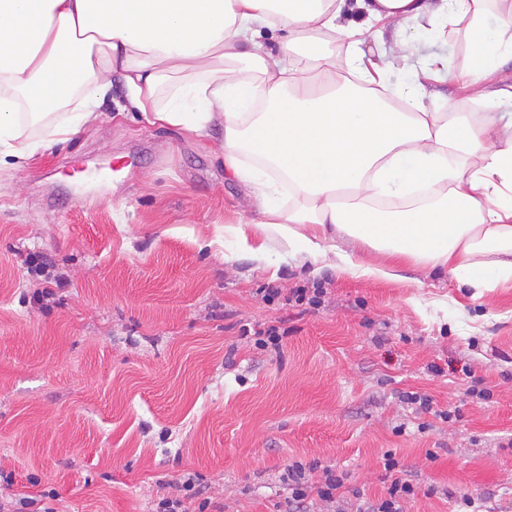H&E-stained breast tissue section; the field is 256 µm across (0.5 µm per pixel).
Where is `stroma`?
<instances>
[{
    "label": "stroma",
    "instance_id": "obj_1",
    "mask_svg": "<svg viewBox=\"0 0 512 512\" xmlns=\"http://www.w3.org/2000/svg\"><path fill=\"white\" fill-rule=\"evenodd\" d=\"M429 27L362 47L396 87ZM223 141L149 125L117 77L70 140L0 162V500L35 478L54 512H152L192 473L205 512H283L289 465L315 460L346 482L314 512H356L396 476L419 487L403 512L465 494L512 512V288L359 276L276 240L254 259L230 233L256 213ZM268 286L325 296L308 310ZM262 324L286 329L280 349L256 346Z\"/></svg>",
    "mask_w": 512,
    "mask_h": 512
}]
</instances>
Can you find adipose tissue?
Listing matches in <instances>:
<instances>
[{
    "label": "adipose tissue",
    "instance_id": "adipose-tissue-1",
    "mask_svg": "<svg viewBox=\"0 0 512 512\" xmlns=\"http://www.w3.org/2000/svg\"><path fill=\"white\" fill-rule=\"evenodd\" d=\"M345 0H0V150L33 157L29 127L47 121L76 81L83 92L68 141L95 117L121 74L132 107L149 123L203 135L224 128V167L251 190L259 221L235 230L237 243L264 259L278 236L306 259L348 236L386 258L363 264L338 252L339 268L394 279L401 264L454 278L475 296L512 286V129L475 112H435L421 103L450 76L467 99L512 103L497 83L512 54V0H355L362 21L341 24ZM495 26H487L490 6ZM431 15L428 56L396 107L386 69L362 49L370 28ZM465 28L475 67L458 68L432 42ZM283 39L262 41L263 31ZM338 40V53L297 51L301 35ZM348 65L354 80L341 78ZM260 102L264 111H252ZM258 158L250 166L244 156ZM275 169L294 195L281 206L267 178ZM405 201L395 217L371 208Z\"/></svg>",
    "mask_w": 512,
    "mask_h": 512
}]
</instances>
